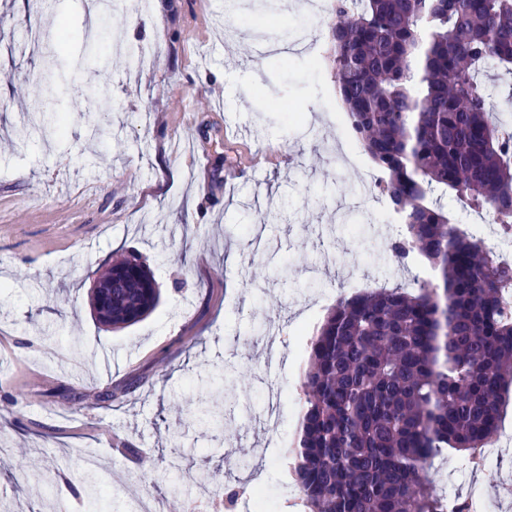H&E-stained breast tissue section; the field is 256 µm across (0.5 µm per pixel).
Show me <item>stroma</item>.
I'll return each mask as SVG.
<instances>
[{"instance_id":"1","label":"stroma","mask_w":512,"mask_h":512,"mask_svg":"<svg viewBox=\"0 0 512 512\" xmlns=\"http://www.w3.org/2000/svg\"><path fill=\"white\" fill-rule=\"evenodd\" d=\"M0 0V501L10 512H87L77 498L92 456L114 512L150 498L221 512L230 478L272 512H293L309 339L355 283L409 287L424 264L383 245L390 207L364 200L357 164L330 154L345 118L329 61L328 0ZM308 49L288 51L303 28ZM149 52L152 64L134 63ZM53 73L44 130L27 108ZM294 105L287 114L282 102ZM137 251L161 288L142 321L110 330L90 290ZM128 387L105 402L96 394ZM237 402L227 438L200 408ZM129 443L116 453L113 436ZM207 471L183 481L171 450ZM69 479H25L24 457ZM235 461L233 473L225 460ZM431 493L512 512V442L483 471L454 452Z\"/></svg>"}]
</instances>
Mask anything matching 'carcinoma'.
Returning <instances> with one entry per match:
<instances>
[{"label": "carcinoma", "mask_w": 512, "mask_h": 512, "mask_svg": "<svg viewBox=\"0 0 512 512\" xmlns=\"http://www.w3.org/2000/svg\"><path fill=\"white\" fill-rule=\"evenodd\" d=\"M332 66L355 141L407 236L387 248L431 278L342 296L310 346L296 486L306 512H443L427 466L470 459L512 392V264L496 261L441 203L491 215L512 238V135L488 107L489 62L512 70V0H330ZM112 328L160 301L142 257L112 263ZM90 476L86 503L98 512Z\"/></svg>", "instance_id": "obj_1"}]
</instances>
